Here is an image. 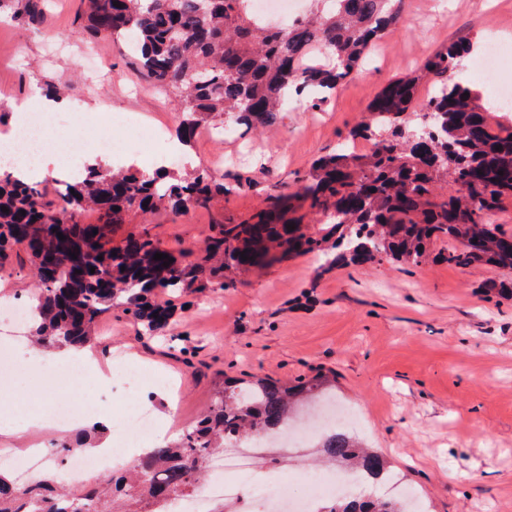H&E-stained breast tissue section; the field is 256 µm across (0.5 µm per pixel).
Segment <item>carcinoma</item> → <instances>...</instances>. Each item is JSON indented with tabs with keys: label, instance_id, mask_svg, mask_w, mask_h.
<instances>
[{
	"label": "carcinoma",
	"instance_id": "obj_1",
	"mask_svg": "<svg viewBox=\"0 0 512 512\" xmlns=\"http://www.w3.org/2000/svg\"><path fill=\"white\" fill-rule=\"evenodd\" d=\"M87 0L81 33L95 40H128L155 87L171 93L180 113L179 136L192 144L201 125L216 120L265 129L277 123L286 103L309 89L327 101L357 71L369 47L402 22V0H315L311 18L277 25L257 15L251 0ZM462 42L435 54L425 65L440 78L434 94L418 104L421 76L388 83L349 133L371 139L357 154L346 148L319 158L311 180L295 193L311 213L328 218L329 231L304 230V217L277 196L243 224H223L202 255L161 246L148 231L112 245L110 227L137 208L162 205L175 212L207 204L224 183L206 170L181 176L161 167L154 177L83 166L80 180L64 183L58 197L45 183L0 176V262L24 245L38 295L29 317L38 323L44 348H82L97 320L118 308L152 335H163L175 308L159 292L204 290L218 269L249 271L276 259L325 251L330 267L362 266L389 257L418 264L430 247L444 244L438 258L455 267L488 266L512 273V232L494 224L501 203L512 198V121L489 122L479 94L457 80ZM467 98H462L463 94ZM419 122L412 125L408 115ZM7 211H1V208ZM95 210L102 223L83 224ZM64 239H59L57 233ZM163 253L169 266L154 259ZM95 273H90V268ZM321 384L288 387L269 377L244 386L224 380L213 402L177 441L141 456L130 476L92 487L86 498L61 506L66 489L39 479L21 489L0 475V512H120L117 500H132V512H148L151 500L175 499L193 489L208 459L235 437L283 430L292 406ZM325 461L358 481L387 475L385 459L344 432L322 434ZM320 512H407L394 499L354 498L327 502Z\"/></svg>",
	"mask_w": 512,
	"mask_h": 512
}]
</instances>
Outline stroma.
<instances>
[{
  "mask_svg": "<svg viewBox=\"0 0 512 512\" xmlns=\"http://www.w3.org/2000/svg\"><path fill=\"white\" fill-rule=\"evenodd\" d=\"M24 4L0 0V134L13 122V103L52 85L73 102L100 105L105 115L136 113L174 137L173 99L153 89L133 52L80 34L83 0H45L38 23ZM403 15L327 104L304 99L261 131L238 126L225 136L217 122L200 129L194 165L181 157L167 167L185 175L223 162L216 176L226 193L185 212L127 211L112 228L113 244L146 229L175 252L203 246L218 224L241 223L273 197L295 193L389 80L421 72L450 44L486 41V22L512 36V0H403ZM321 264L307 254L219 273V286L171 296L177 316L164 336L109 311L99 321L98 355L112 364L128 353L170 376L176 438L224 379L261 375L294 385L324 375L361 420L355 436L417 492L424 512H512V297L485 292L495 270L388 259L329 271ZM7 293L16 305L32 297L31 266L19 249L0 262V296ZM72 396L58 382L48 396L32 380L0 384V429L46 417Z\"/></svg>",
  "mask_w": 512,
  "mask_h": 512,
  "instance_id": "obj_1",
  "label": "stroma"
}]
</instances>
